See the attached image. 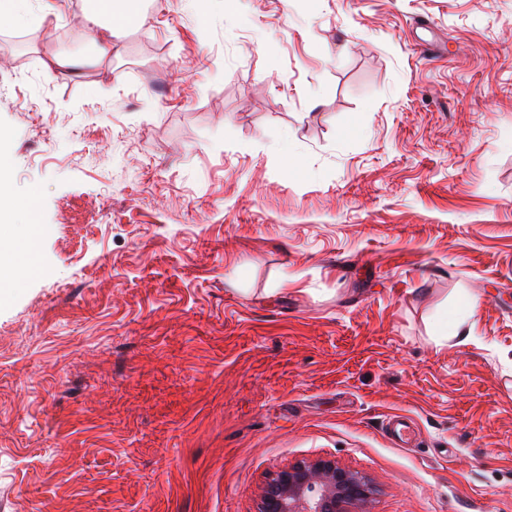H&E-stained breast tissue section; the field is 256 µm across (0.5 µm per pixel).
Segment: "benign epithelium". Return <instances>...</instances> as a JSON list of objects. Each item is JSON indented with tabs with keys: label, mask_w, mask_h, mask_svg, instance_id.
Masks as SVG:
<instances>
[{
	"label": "benign epithelium",
	"mask_w": 512,
	"mask_h": 512,
	"mask_svg": "<svg viewBox=\"0 0 512 512\" xmlns=\"http://www.w3.org/2000/svg\"><path fill=\"white\" fill-rule=\"evenodd\" d=\"M370 493L361 475L319 459L275 474L264 496L263 512H346V503L366 499Z\"/></svg>",
	"instance_id": "7a95c632"
}]
</instances>
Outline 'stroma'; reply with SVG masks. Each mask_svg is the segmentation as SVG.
I'll return each mask as SVG.
<instances>
[{
	"mask_svg": "<svg viewBox=\"0 0 512 512\" xmlns=\"http://www.w3.org/2000/svg\"><path fill=\"white\" fill-rule=\"evenodd\" d=\"M60 3L0 30L44 228L0 300V512H260L315 459L370 483L348 512H512V0H146L77 71Z\"/></svg>",
	"mask_w": 512,
	"mask_h": 512,
	"instance_id": "stroma-1",
	"label": "stroma"
}]
</instances>
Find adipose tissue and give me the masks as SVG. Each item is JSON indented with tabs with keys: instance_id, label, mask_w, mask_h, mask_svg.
Here are the masks:
<instances>
[{
	"instance_id": "obj_1",
	"label": "adipose tissue",
	"mask_w": 512,
	"mask_h": 512,
	"mask_svg": "<svg viewBox=\"0 0 512 512\" xmlns=\"http://www.w3.org/2000/svg\"><path fill=\"white\" fill-rule=\"evenodd\" d=\"M143 0H88L82 12V29L92 44L96 57L112 50L113 38L142 14ZM59 12L58 0H39L30 7L28 0H0V28L15 26L41 28L52 23Z\"/></svg>"
}]
</instances>
